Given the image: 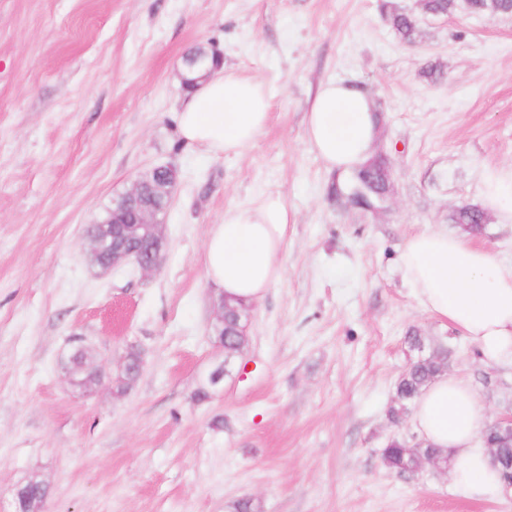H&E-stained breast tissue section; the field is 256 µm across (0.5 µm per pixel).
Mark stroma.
<instances>
[{
    "instance_id": "1",
    "label": "stroma",
    "mask_w": 512,
    "mask_h": 512,
    "mask_svg": "<svg viewBox=\"0 0 512 512\" xmlns=\"http://www.w3.org/2000/svg\"><path fill=\"white\" fill-rule=\"evenodd\" d=\"M418 20L414 43L390 18ZM204 46L261 81L270 115L236 157L184 146L176 114L185 54ZM441 76L427 77L429 68ZM365 89L376 154L394 170L377 209L346 207L305 137L320 83ZM178 171L160 268L93 266L84 229L155 166ZM512 165V14L422 0H0V512L40 476L42 512H512V496L464 497L450 471L400 476L388 410L416 357L449 350L487 420L512 414V367L424 311L398 267L407 236L466 233L483 169ZM278 191L294 214L282 280L253 302L246 349L225 363L209 225ZM477 243L512 264V223L487 214ZM90 347L103 372L73 387L58 361ZM144 368L115 391L130 350ZM219 381H212L215 371ZM450 220L454 224H464L469 230L477 232L482 229L481 224L486 223V215L478 207L463 205L453 212Z\"/></svg>"
}]
</instances>
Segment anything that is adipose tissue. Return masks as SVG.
<instances>
[{
    "instance_id": "1",
    "label": "adipose tissue",
    "mask_w": 512,
    "mask_h": 512,
    "mask_svg": "<svg viewBox=\"0 0 512 512\" xmlns=\"http://www.w3.org/2000/svg\"><path fill=\"white\" fill-rule=\"evenodd\" d=\"M269 119L262 83L219 70L191 92L178 114V133L213 156L240 155ZM379 116L368 93L344 82L321 83L305 121L308 143L327 171L353 172L372 154ZM484 205L512 220V166L482 173ZM294 216L280 192L268 191L224 212L204 245L207 279L226 297L262 298L283 274L288 226ZM419 305L472 342L484 363L512 365V267L464 236L422 229L399 257ZM412 420L419 437L449 451L457 492L465 497L502 491L488 450L476 438L485 412L464 379L438 377L417 399Z\"/></svg>"
}]
</instances>
